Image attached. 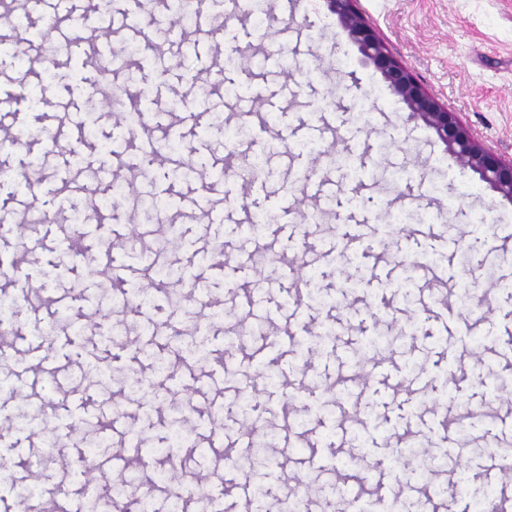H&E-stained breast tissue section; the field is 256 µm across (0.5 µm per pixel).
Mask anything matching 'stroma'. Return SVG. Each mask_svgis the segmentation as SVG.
Listing matches in <instances>:
<instances>
[{
	"mask_svg": "<svg viewBox=\"0 0 512 512\" xmlns=\"http://www.w3.org/2000/svg\"><path fill=\"white\" fill-rule=\"evenodd\" d=\"M167 0L127 13L111 0L0 22L41 48L42 68L0 64L21 98L5 154L0 218L41 199L44 217L0 238V291L15 299L12 356L0 357V508H17L20 463L44 497L85 508L82 471L125 478L114 457L245 504L279 469L304 480L311 512L354 498L447 512L512 492V203L460 167L364 62L326 0H263L224 26L213 0L194 32L168 31ZM388 49L472 136L512 159V0H358ZM167 144L150 162L146 141ZM171 224L178 249L156 233ZM261 247L273 261L254 273ZM314 275L293 296L284 263ZM132 269L112 286L114 264ZM495 284L485 299L464 282ZM47 308L32 328L28 298ZM189 353L157 373L172 342ZM48 360L28 389L32 346ZM265 455L233 444L245 424ZM189 439L149 456L176 430Z\"/></svg>",
	"mask_w": 512,
	"mask_h": 512,
	"instance_id": "stroma-1",
	"label": "stroma"
}]
</instances>
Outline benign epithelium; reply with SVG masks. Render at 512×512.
Listing matches in <instances>:
<instances>
[{"label": "benign epithelium", "mask_w": 512, "mask_h": 512, "mask_svg": "<svg viewBox=\"0 0 512 512\" xmlns=\"http://www.w3.org/2000/svg\"><path fill=\"white\" fill-rule=\"evenodd\" d=\"M327 2L351 42L381 73L392 94L407 106L410 116L422 120L432 129L458 163L472 169L491 190L512 202V160H504L473 140L456 114L442 106L388 50L357 9V0Z\"/></svg>", "instance_id": "1"}]
</instances>
